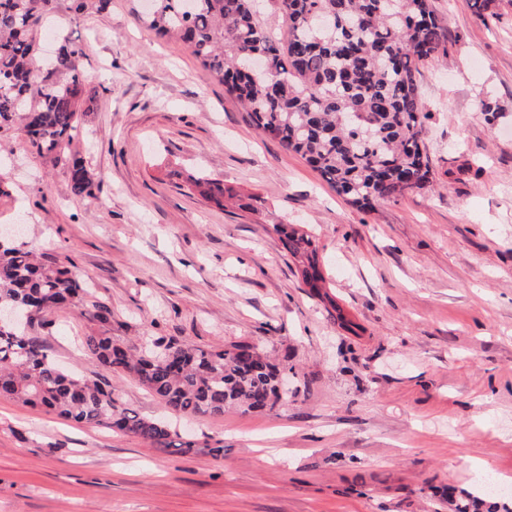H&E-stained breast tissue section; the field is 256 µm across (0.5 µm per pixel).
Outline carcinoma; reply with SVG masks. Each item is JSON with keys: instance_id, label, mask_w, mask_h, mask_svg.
Instances as JSON below:
<instances>
[{"instance_id": "cac0c4a2", "label": "carcinoma", "mask_w": 512, "mask_h": 512, "mask_svg": "<svg viewBox=\"0 0 512 512\" xmlns=\"http://www.w3.org/2000/svg\"><path fill=\"white\" fill-rule=\"evenodd\" d=\"M60 0H0V137L14 135L35 153L68 168L71 191L93 196L82 159L67 154L79 127L84 53L66 39L40 61L48 19ZM288 16L276 39L258 20L256 0H151L137 18L187 45L201 66L235 96L261 134L301 155L361 208L431 186L416 73L444 33L430 0H274ZM199 192L221 203L224 183L196 179ZM297 263L302 283L322 288L317 248L306 234L273 224ZM68 257L0 243V308L16 314L0 329V397L43 407L58 417L132 434L157 448L195 451L164 419L121 406L114 381L145 386L166 411L222 417L262 412L288 397L283 366L250 345L187 347L147 340L132 353L109 330L82 337L85 354L112 378L68 373L21 329L83 301L89 286Z\"/></svg>"}]
</instances>
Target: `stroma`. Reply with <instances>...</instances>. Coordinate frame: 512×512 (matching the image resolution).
Returning <instances> with one entry per match:
<instances>
[{
	"label": "stroma",
	"instance_id": "stroma-1",
	"mask_svg": "<svg viewBox=\"0 0 512 512\" xmlns=\"http://www.w3.org/2000/svg\"><path fill=\"white\" fill-rule=\"evenodd\" d=\"M432 6L445 36L417 82L433 184L362 210L261 136L136 0L80 16L61 0L45 45L84 49L69 152L94 195L76 199L64 166L6 138L0 225L69 257L91 294L29 336L106 377L77 344L102 303L126 346L249 343L293 379L269 411L172 415L200 444L190 455L0 397V512H453L446 486L480 496L481 472L512 485V0ZM193 175L234 201L185 190ZM271 224L312 235L355 330L305 291Z\"/></svg>",
	"mask_w": 512,
	"mask_h": 512
}]
</instances>
